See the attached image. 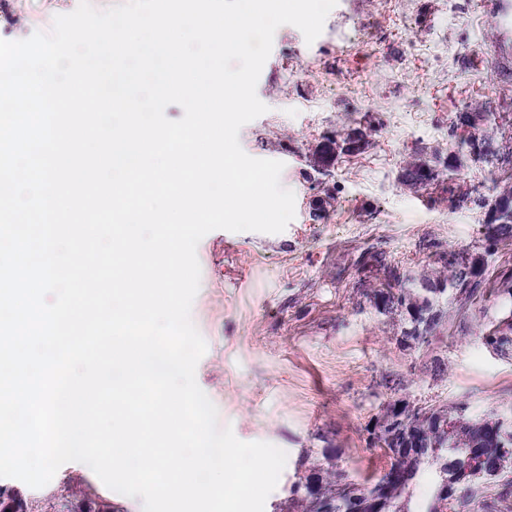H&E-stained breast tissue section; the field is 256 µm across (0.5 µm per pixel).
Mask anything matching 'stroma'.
<instances>
[{
	"label": "stroma",
	"mask_w": 512,
	"mask_h": 512,
	"mask_svg": "<svg viewBox=\"0 0 512 512\" xmlns=\"http://www.w3.org/2000/svg\"><path fill=\"white\" fill-rule=\"evenodd\" d=\"M499 0H338L321 35L277 29L256 92L268 110L244 125L254 158L283 162L295 196L283 232L215 230L197 246L201 268L191 320L207 344L196 381L244 442H267L287 460L265 512L291 487L331 468L359 484L390 466L369 429L389 402L466 403L472 415L512 409V355L485 334L512 313L498 291L512 272V244L488 249L483 220L506 174L494 153L512 144V10ZM79 0H0V39L50 32ZM486 150L458 148L460 114ZM367 143L330 165L317 152L351 131ZM435 178L404 184L411 165ZM469 191L463 203L448 187ZM483 253L484 295L422 345L402 343L400 313L378 311L369 290L382 254L414 279L440 255ZM27 512H143L141 498L106 487L84 463L62 465L33 489L0 478Z\"/></svg>",
	"instance_id": "1"
}]
</instances>
